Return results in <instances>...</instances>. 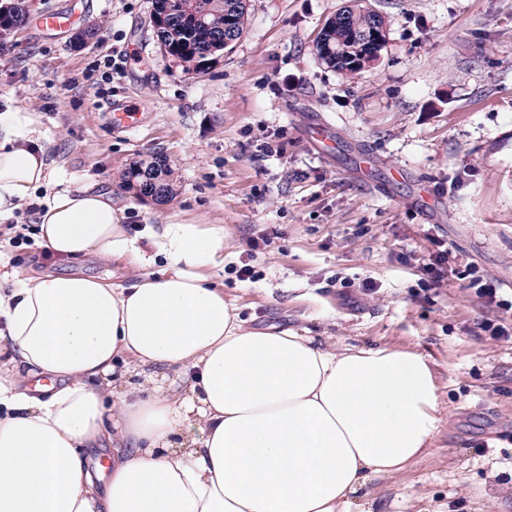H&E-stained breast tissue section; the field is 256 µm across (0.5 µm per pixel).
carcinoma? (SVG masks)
<instances>
[{"label":"carcinoma","mask_w":512,"mask_h":512,"mask_svg":"<svg viewBox=\"0 0 512 512\" xmlns=\"http://www.w3.org/2000/svg\"><path fill=\"white\" fill-rule=\"evenodd\" d=\"M202 21L184 19L176 0H152L153 30L164 51L187 73L205 72L219 52L224 38L240 39L248 25L246 0H195ZM342 21L326 22L315 46L327 67L346 76L359 73L378 58L387 43L389 22L378 11L356 4L339 12ZM28 13L21 0L0 10V32L9 34L26 25ZM124 186L138 187L142 195L170 200L175 194L173 172L161 156L135 162L121 176Z\"/></svg>","instance_id":"carcinoma-1"}]
</instances>
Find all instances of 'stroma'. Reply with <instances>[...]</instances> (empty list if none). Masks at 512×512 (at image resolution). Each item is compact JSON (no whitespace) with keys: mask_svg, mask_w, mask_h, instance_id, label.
<instances>
[{"mask_svg":"<svg viewBox=\"0 0 512 512\" xmlns=\"http://www.w3.org/2000/svg\"><path fill=\"white\" fill-rule=\"evenodd\" d=\"M347 0H247L249 24L211 68L189 74L157 42L152 0H32L77 13L70 34L18 29L0 54V113L25 111L52 177L0 218V272L83 274L129 285L126 264L42 259L39 208L83 185L111 190L131 231L220 224L219 280L259 330L423 353L443 422L426 454L359 492L370 512H512V341L492 339L466 269L512 301V0H368L390 22L380 58L328 68L316 39ZM122 73L105 77L120 55ZM133 110L131 127L105 102ZM322 130L332 148L314 137ZM149 154L166 158L172 201L124 190ZM447 251L454 275L422 266ZM250 265L254 280H240ZM376 288L364 292V281Z\"/></svg>","mask_w":512,"mask_h":512,"instance_id":"obj_1","label":"stroma"}]
</instances>
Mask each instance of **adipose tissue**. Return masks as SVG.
<instances>
[{"label":"adipose tissue","mask_w":512,"mask_h":512,"mask_svg":"<svg viewBox=\"0 0 512 512\" xmlns=\"http://www.w3.org/2000/svg\"><path fill=\"white\" fill-rule=\"evenodd\" d=\"M50 174L31 113H0V217ZM39 237L135 279L0 275V512H358L367 481L401 474L442 424L417 351L247 327L217 281L223 225L132 236L111 192L82 186L46 205Z\"/></svg>","instance_id":"1"}]
</instances>
